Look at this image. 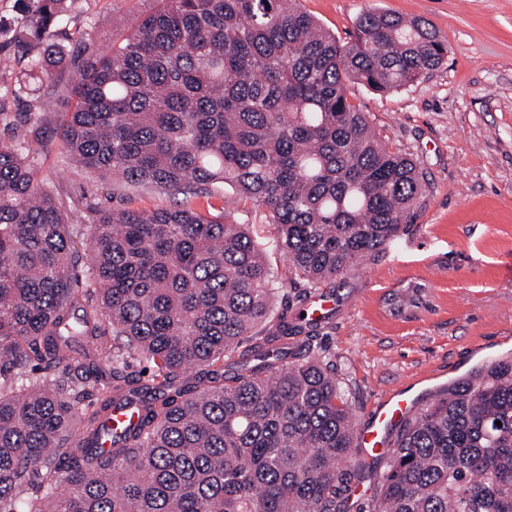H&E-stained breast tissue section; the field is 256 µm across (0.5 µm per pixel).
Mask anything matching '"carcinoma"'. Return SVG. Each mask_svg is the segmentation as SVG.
<instances>
[{
    "instance_id": "obj_1",
    "label": "carcinoma",
    "mask_w": 512,
    "mask_h": 512,
    "mask_svg": "<svg viewBox=\"0 0 512 512\" xmlns=\"http://www.w3.org/2000/svg\"><path fill=\"white\" fill-rule=\"evenodd\" d=\"M20 2L14 42L36 60L18 90L77 77L67 155L182 199L96 212L80 291L84 217L67 223L38 181L43 142L0 146V512H350L365 478L352 402L273 296L332 281L403 232L427 182L347 85H409L443 64L447 40L373 9L341 45L296 0H159L112 48L70 55L44 41L63 0ZM216 183L266 208L285 277L242 225L190 207ZM128 404L138 420L106 451ZM359 512H512V358L400 423ZM388 457L389 456L378 458L377 460L370 464L374 470V479H372L371 482L366 481L356 488L355 492L351 496L352 501L356 502L355 507L353 508V512L356 509L357 504L365 505L376 493V489H378V487L380 486L382 477L388 469Z\"/></svg>"
}]
</instances>
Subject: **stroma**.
I'll return each mask as SVG.
<instances>
[{
  "label": "stroma",
  "instance_id": "1",
  "mask_svg": "<svg viewBox=\"0 0 512 512\" xmlns=\"http://www.w3.org/2000/svg\"><path fill=\"white\" fill-rule=\"evenodd\" d=\"M339 42H348L357 17L376 8L428 19L448 41L443 64L416 83L379 93L351 85V100L382 128L390 149L418 160L428 182L409 224L382 252L368 257L317 291L336 309L316 332L352 395L356 423H364L385 390L420 396L459 378L481 359L505 352L512 333V283L503 267L512 258V0H299ZM157 0H65L46 33L76 52L79 43L104 51L130 32ZM23 20L19 0H0V145L18 142L36 127L41 95L56 119L75 101L65 85L40 95L15 94L31 66L17 57L13 31ZM38 179L57 188L85 217L112 208L151 210L168 196L80 173L60 138L42 152ZM214 210H225L258 242L267 266L284 273L277 230L267 211L211 186ZM315 289L299 286L275 299L276 312L298 323Z\"/></svg>",
  "mask_w": 512,
  "mask_h": 512
}]
</instances>
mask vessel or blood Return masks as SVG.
<instances>
[{"mask_svg": "<svg viewBox=\"0 0 512 512\" xmlns=\"http://www.w3.org/2000/svg\"><path fill=\"white\" fill-rule=\"evenodd\" d=\"M415 406V399L407 393H381L368 419L358 431L360 447L371 450L373 454H380L391 443L389 428L407 419L414 412Z\"/></svg>", "mask_w": 512, "mask_h": 512, "instance_id": "1", "label": "vessel or blood"}]
</instances>
